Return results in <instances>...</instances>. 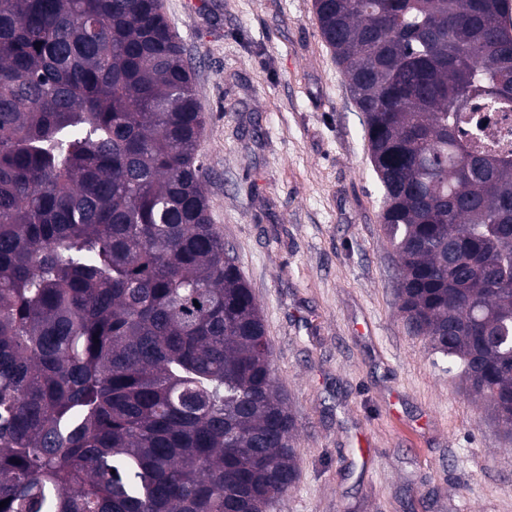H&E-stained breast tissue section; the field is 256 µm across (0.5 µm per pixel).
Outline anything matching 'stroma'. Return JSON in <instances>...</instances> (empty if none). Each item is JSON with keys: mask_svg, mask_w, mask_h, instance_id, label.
Instances as JSON below:
<instances>
[{"mask_svg": "<svg viewBox=\"0 0 512 512\" xmlns=\"http://www.w3.org/2000/svg\"><path fill=\"white\" fill-rule=\"evenodd\" d=\"M206 116L211 217L297 425L269 512H512V435L402 318L378 180L312 0H160Z\"/></svg>", "mask_w": 512, "mask_h": 512, "instance_id": "1", "label": "stroma"}]
</instances>
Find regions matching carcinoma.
I'll return each instance as SVG.
<instances>
[{"mask_svg": "<svg viewBox=\"0 0 512 512\" xmlns=\"http://www.w3.org/2000/svg\"><path fill=\"white\" fill-rule=\"evenodd\" d=\"M412 331L512 432L508 0H313ZM40 48H35V45ZM159 0H0V512H269L296 424ZM465 114L472 116V120L462 124L460 128L465 133V139L472 140L478 149L503 140L511 142L512 145L511 112H465Z\"/></svg>", "mask_w": 512, "mask_h": 512, "instance_id": "obj_1", "label": "carcinoma"}]
</instances>
